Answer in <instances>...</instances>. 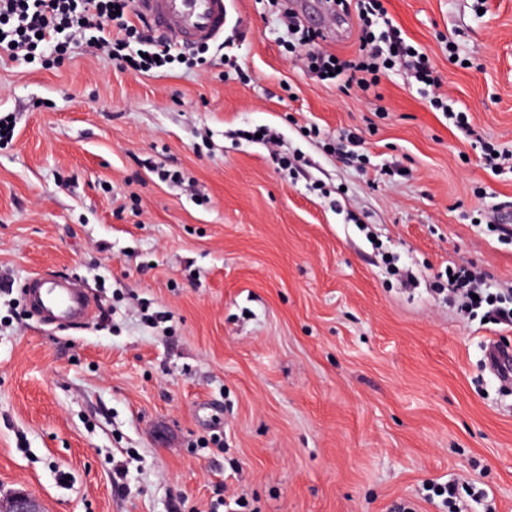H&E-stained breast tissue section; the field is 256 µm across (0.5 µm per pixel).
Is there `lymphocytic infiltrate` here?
Segmentation results:
<instances>
[{
  "mask_svg": "<svg viewBox=\"0 0 512 512\" xmlns=\"http://www.w3.org/2000/svg\"><path fill=\"white\" fill-rule=\"evenodd\" d=\"M128 5L129 0H0V53L12 60L27 58L39 49L61 55L67 52L75 35L86 32L90 44L106 48L114 59L128 60L138 71L147 72L157 64L171 62L173 40L139 35L135 21L127 12ZM281 16L293 28L299 46L306 48L311 71L322 77L330 71H340L345 84L357 87L363 94L375 92L392 57L398 58L401 66L418 81L431 77L425 54L411 51L396 29H387L379 40L361 33L358 55L338 61L333 54L311 47V35L301 28L291 9H283ZM135 36L142 43L136 51L130 48V40ZM451 276L448 293L462 307L473 309L477 304H485L493 321L512 326V305L498 302L492 293L486 292L485 272L462 266L452 269Z\"/></svg>",
  "mask_w": 512,
  "mask_h": 512,
  "instance_id": "obj_1",
  "label": "lymphocytic infiltrate"
}]
</instances>
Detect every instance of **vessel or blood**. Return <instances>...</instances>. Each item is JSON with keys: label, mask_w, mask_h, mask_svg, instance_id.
<instances>
[{"label": "vessel or blood", "mask_w": 512, "mask_h": 512, "mask_svg": "<svg viewBox=\"0 0 512 512\" xmlns=\"http://www.w3.org/2000/svg\"><path fill=\"white\" fill-rule=\"evenodd\" d=\"M137 11L156 28L170 32L180 41L208 42L224 31V0H136ZM34 295L40 309L59 323L68 325L91 318L96 305L83 290L70 287L68 280L45 282L35 278ZM487 364L495 377L512 379V351L489 345Z\"/></svg>", "instance_id": "b4317fda"}]
</instances>
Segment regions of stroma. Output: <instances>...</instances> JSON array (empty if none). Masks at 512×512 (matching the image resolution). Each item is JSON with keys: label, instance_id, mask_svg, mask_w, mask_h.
Returning <instances> with one entry per match:
<instances>
[{"label": "stroma", "instance_id": "obj_1", "mask_svg": "<svg viewBox=\"0 0 512 512\" xmlns=\"http://www.w3.org/2000/svg\"><path fill=\"white\" fill-rule=\"evenodd\" d=\"M381 3L435 85L320 80L271 0H226L218 41L146 73L81 40L0 58V490L210 512L221 481L228 512H448L425 488L456 482L468 512H512V391L483 363L512 327L440 291L449 265L512 288L492 230L512 170L483 160L512 151V0ZM301 16L357 51V12ZM59 272L92 318L29 311L25 282Z\"/></svg>", "mask_w": 512, "mask_h": 512}]
</instances>
